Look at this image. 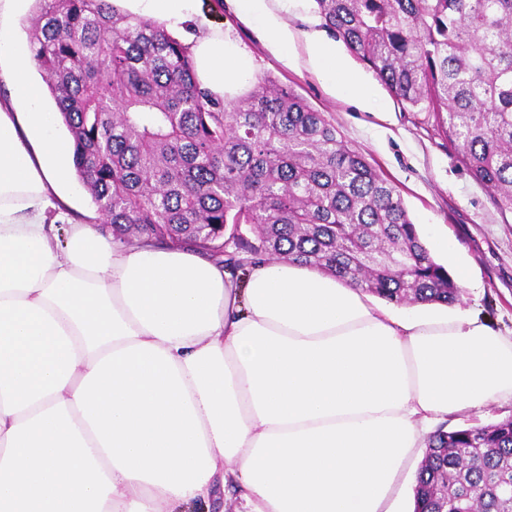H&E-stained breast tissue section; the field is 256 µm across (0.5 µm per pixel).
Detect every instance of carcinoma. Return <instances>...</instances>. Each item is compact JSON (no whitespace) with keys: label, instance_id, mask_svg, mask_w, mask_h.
I'll return each mask as SVG.
<instances>
[{"label":"carcinoma","instance_id":"cac0c4a2","mask_svg":"<svg viewBox=\"0 0 512 512\" xmlns=\"http://www.w3.org/2000/svg\"><path fill=\"white\" fill-rule=\"evenodd\" d=\"M315 3L396 98L446 113L462 162L512 212V0ZM28 32L113 240L192 248L238 277L297 260L399 305L459 299L397 190L291 89L218 98L188 46L109 0H36ZM426 448L413 512H512V417L440 428Z\"/></svg>","mask_w":512,"mask_h":512}]
</instances>
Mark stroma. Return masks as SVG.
Segmentation results:
<instances>
[{"instance_id":"stroma-1","label":"stroma","mask_w":512,"mask_h":512,"mask_svg":"<svg viewBox=\"0 0 512 512\" xmlns=\"http://www.w3.org/2000/svg\"><path fill=\"white\" fill-rule=\"evenodd\" d=\"M203 16L223 28L255 63L254 79L291 87L324 113L349 146L400 194L421 235L439 230L456 251L441 257L449 272L464 266L475 285L458 305L501 335L512 336V213L501 211L492 193L461 162L435 113L402 104L348 48L340 53L365 79L372 100L360 104L332 94L321 74L273 56L264 36L236 12L232 0H201Z\"/></svg>"}]
</instances>
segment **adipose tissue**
Here are the masks:
<instances>
[{
    "label": "adipose tissue",
    "instance_id": "obj_1",
    "mask_svg": "<svg viewBox=\"0 0 512 512\" xmlns=\"http://www.w3.org/2000/svg\"><path fill=\"white\" fill-rule=\"evenodd\" d=\"M0 0V512H395L432 422L512 400V339L466 311H392L360 287L266 258L239 282L187 249L127 246L66 219L71 143ZM177 28L223 98L250 57L200 0H113ZM298 59L288 0H233ZM307 63L369 101L336 47Z\"/></svg>",
    "mask_w": 512,
    "mask_h": 512
}]
</instances>
